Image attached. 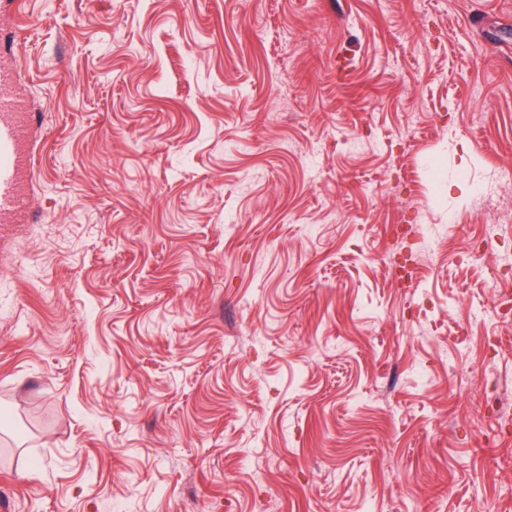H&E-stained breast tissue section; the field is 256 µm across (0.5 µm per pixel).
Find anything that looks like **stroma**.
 Masks as SVG:
<instances>
[{
	"mask_svg": "<svg viewBox=\"0 0 512 512\" xmlns=\"http://www.w3.org/2000/svg\"><path fill=\"white\" fill-rule=\"evenodd\" d=\"M1 56L0 512H512V0H17ZM16 70L2 65L0 76V216L26 219L31 213L32 146L37 114L12 92Z\"/></svg>",
	"mask_w": 512,
	"mask_h": 512,
	"instance_id": "stroma-1",
	"label": "stroma"
}]
</instances>
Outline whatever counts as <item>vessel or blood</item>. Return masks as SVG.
<instances>
[{
  "label": "vessel or blood",
  "mask_w": 512,
  "mask_h": 512,
  "mask_svg": "<svg viewBox=\"0 0 512 512\" xmlns=\"http://www.w3.org/2000/svg\"><path fill=\"white\" fill-rule=\"evenodd\" d=\"M14 77V68H0V216L20 220L31 213L37 115L11 91Z\"/></svg>",
  "instance_id": "1"
}]
</instances>
